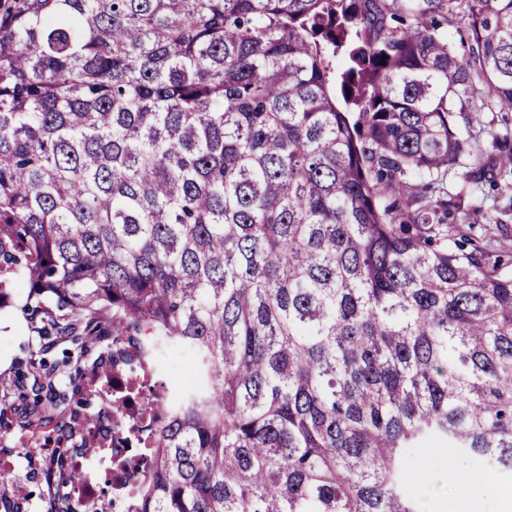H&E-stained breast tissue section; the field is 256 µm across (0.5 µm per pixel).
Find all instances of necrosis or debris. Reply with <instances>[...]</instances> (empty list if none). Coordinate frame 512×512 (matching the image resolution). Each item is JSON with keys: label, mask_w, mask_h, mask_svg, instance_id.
<instances>
[{"label": "necrosis or debris", "mask_w": 512, "mask_h": 512, "mask_svg": "<svg viewBox=\"0 0 512 512\" xmlns=\"http://www.w3.org/2000/svg\"><path fill=\"white\" fill-rule=\"evenodd\" d=\"M164 373L142 341L113 348L108 371L85 372L83 382L99 401V420L74 455L83 481L73 497L84 512H135L149 470L146 462H130V450L157 423L172 394L196 385L192 371L170 381Z\"/></svg>", "instance_id": "necrosis-or-debris-1"}]
</instances>
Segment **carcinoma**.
I'll return each instance as SVG.
<instances>
[{"mask_svg":"<svg viewBox=\"0 0 512 512\" xmlns=\"http://www.w3.org/2000/svg\"><path fill=\"white\" fill-rule=\"evenodd\" d=\"M476 94L512 107V0H7L18 397L80 403L117 336L186 356L197 387L132 453L138 512H423L428 444L512 477V244L430 199ZM492 140L466 182L512 168ZM45 475L78 512L68 449Z\"/></svg>","mask_w":512,"mask_h":512,"instance_id":"cac0c4a2","label":"carcinoma"}]
</instances>
